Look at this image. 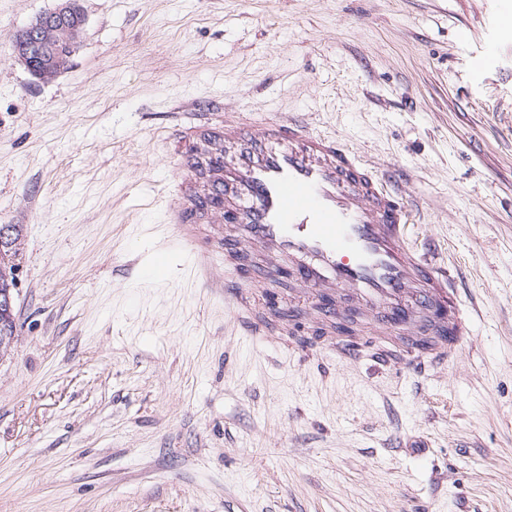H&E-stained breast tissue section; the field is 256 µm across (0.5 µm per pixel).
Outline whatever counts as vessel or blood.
Wrapping results in <instances>:
<instances>
[{
	"label": "vessel or blood",
	"instance_id": "b4317fda",
	"mask_svg": "<svg viewBox=\"0 0 512 512\" xmlns=\"http://www.w3.org/2000/svg\"><path fill=\"white\" fill-rule=\"evenodd\" d=\"M184 136L188 147L167 170V227L201 286L253 345L265 342V325L246 314L243 290L288 262L322 299L299 316L320 325L324 349L357 356L333 334L342 316L333 299L344 292L371 314L369 335L406 344L418 370L464 352L472 308L445 269L421 254L417 211L356 148L294 118L250 125L235 110L185 127ZM215 245L233 282L209 277ZM422 323L433 335L417 348Z\"/></svg>",
	"mask_w": 512,
	"mask_h": 512
}]
</instances>
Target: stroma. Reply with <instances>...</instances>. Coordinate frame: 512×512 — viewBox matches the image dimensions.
<instances>
[{"label": "stroma", "mask_w": 512, "mask_h": 512, "mask_svg": "<svg viewBox=\"0 0 512 512\" xmlns=\"http://www.w3.org/2000/svg\"><path fill=\"white\" fill-rule=\"evenodd\" d=\"M0 0V225L20 228L0 354V512H512V0H80L67 72ZM482 69H474L478 55ZM290 113L398 176L476 310L430 377L233 335L165 221L187 112ZM167 254L142 281L141 249ZM314 298L294 269L257 310ZM13 268H14L13 266H10V275H11L10 285L12 286V288H6L5 281L3 280V277L0 274V289L6 288V290H3V289L0 290V298H1L0 304L3 305V308L4 307L7 308V313H12L14 322H15L14 308H15L16 288H15L14 278H13V273H12ZM13 330H14V333L12 336H7L6 338H3V339L0 338V354L3 351H7L14 344V342L16 340V336H15L16 335V322H15V326H14Z\"/></svg>", "instance_id": "stroma-1"}]
</instances>
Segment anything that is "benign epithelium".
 Returning <instances> with one entry per match:
<instances>
[{
  "label": "benign epithelium",
  "mask_w": 512,
  "mask_h": 512,
  "mask_svg": "<svg viewBox=\"0 0 512 512\" xmlns=\"http://www.w3.org/2000/svg\"><path fill=\"white\" fill-rule=\"evenodd\" d=\"M86 23L78 0H63L37 17L13 41V55L36 79L47 82L64 72L75 53L77 31Z\"/></svg>",
  "instance_id": "7a95c632"
}]
</instances>
